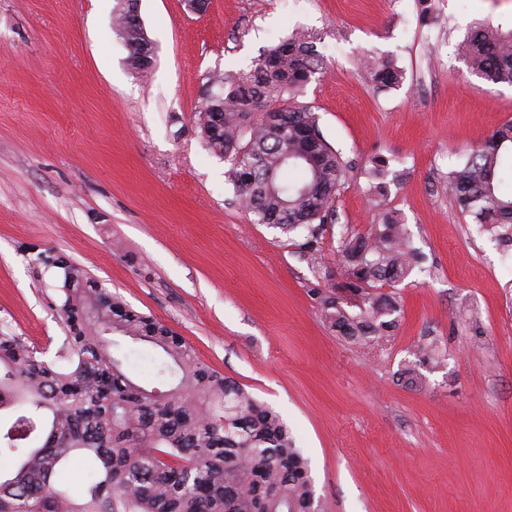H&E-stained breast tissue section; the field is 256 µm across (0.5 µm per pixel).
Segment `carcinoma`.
<instances>
[{
    "instance_id": "obj_1",
    "label": "carcinoma",
    "mask_w": 512,
    "mask_h": 512,
    "mask_svg": "<svg viewBox=\"0 0 512 512\" xmlns=\"http://www.w3.org/2000/svg\"><path fill=\"white\" fill-rule=\"evenodd\" d=\"M127 2L117 0L115 30L140 72L151 57L140 63L146 37ZM459 49L472 75L512 86V30L480 24ZM321 68L310 36L294 32L266 49L250 73L212 79L198 125L210 152L230 162L236 197L254 222L288 234L311 267L308 291L330 327L354 343L379 341L400 312L394 292L382 288L403 282L421 254L406 225L388 214L365 234L338 232L344 276L331 281L321 244L349 165L325 140L317 114L288 104ZM366 75L383 90L404 80L388 58L372 61ZM509 158L512 122L469 150L448 173V189L481 231L512 245V192L499 188ZM389 169V159L374 156L362 172L377 206ZM33 263L62 270L63 364L0 330V453L15 460L0 472V512H320L309 461L275 410L80 265L50 250ZM122 340L158 351L164 388L148 389L127 373L113 352ZM433 345L401 366L406 382H421L420 368L436 362ZM78 468L96 479L77 480Z\"/></svg>"
}]
</instances>
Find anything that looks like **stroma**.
<instances>
[{
	"label": "stroma",
	"instance_id": "35a3bbf8",
	"mask_svg": "<svg viewBox=\"0 0 512 512\" xmlns=\"http://www.w3.org/2000/svg\"><path fill=\"white\" fill-rule=\"evenodd\" d=\"M116 0H0V329L55 357L54 271L80 264L165 323L215 371L278 412L310 462L322 512H512V249L461 214L447 175L512 120V86L472 75L457 46L475 23L512 28V0H139L153 45L139 73L113 28ZM326 67L296 101L350 170L335 222L359 233L398 212L426 260L395 291L392 336L353 344L325 322L286 234L239 204L230 165L197 124L211 78L249 73L295 31ZM393 57L400 87L363 66ZM398 178L381 208L368 159ZM438 338L447 357L411 385L399 370ZM158 383L156 351L122 342ZM369 166H365L362 175L368 181V192L370 194V200L378 206L380 205L386 194L388 183L386 178L390 172L389 159L382 156H374L368 160Z\"/></svg>",
	"mask_w": 512,
	"mask_h": 512
}]
</instances>
